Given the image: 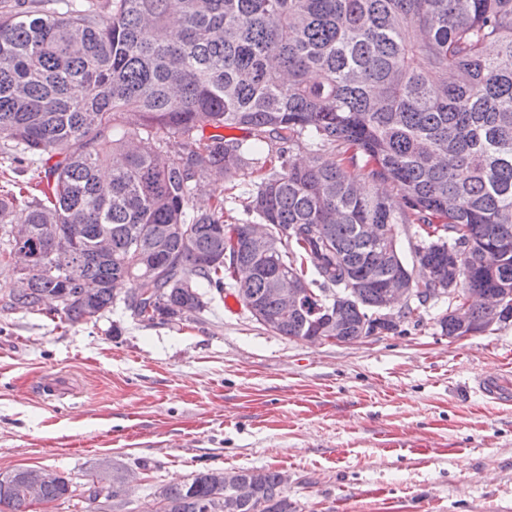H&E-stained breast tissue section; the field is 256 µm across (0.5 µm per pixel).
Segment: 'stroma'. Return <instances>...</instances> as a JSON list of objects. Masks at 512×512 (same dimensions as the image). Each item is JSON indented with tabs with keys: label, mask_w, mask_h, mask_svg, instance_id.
<instances>
[{
	"label": "stroma",
	"mask_w": 512,
	"mask_h": 512,
	"mask_svg": "<svg viewBox=\"0 0 512 512\" xmlns=\"http://www.w3.org/2000/svg\"><path fill=\"white\" fill-rule=\"evenodd\" d=\"M447 306L341 344L218 299L162 325L0 310V473L70 479V499L32 512H88V481L115 465L134 475L124 512H155L157 485L204 467L285 472L297 512H512V406L473 388L512 383V321L449 338ZM48 374L64 395L41 391Z\"/></svg>",
	"instance_id": "1"
}]
</instances>
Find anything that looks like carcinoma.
Listing matches in <instances>:
<instances>
[{"mask_svg": "<svg viewBox=\"0 0 512 512\" xmlns=\"http://www.w3.org/2000/svg\"><path fill=\"white\" fill-rule=\"evenodd\" d=\"M2 141L4 310L48 301L76 323L121 301L162 324L228 285L275 334L352 343L388 327L386 287L410 278L402 224L426 287L450 303L481 290L472 321L512 320V0H0ZM271 155L280 169L248 181ZM35 179L47 190L28 192ZM218 179L247 186L228 248L224 199L194 204ZM252 224L269 225L257 248ZM286 280L321 301L284 312ZM436 323L461 327L448 310ZM9 477L0 512H31L24 471ZM122 492L119 469L88 483L107 512ZM71 493L61 473L37 490ZM155 495L157 512H295L270 468L230 484L199 470Z\"/></svg>", "mask_w": 512, "mask_h": 512, "instance_id": "carcinoma-1", "label": "carcinoma"}]
</instances>
